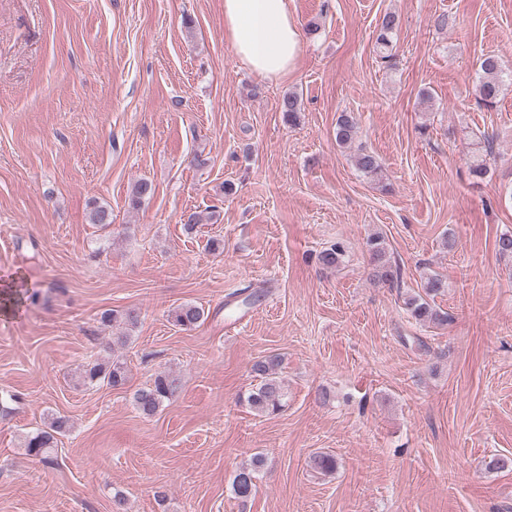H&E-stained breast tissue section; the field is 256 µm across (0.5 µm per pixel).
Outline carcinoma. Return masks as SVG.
<instances>
[{
    "mask_svg": "<svg viewBox=\"0 0 512 512\" xmlns=\"http://www.w3.org/2000/svg\"><path fill=\"white\" fill-rule=\"evenodd\" d=\"M398 27V17L392 13L383 16L376 37L375 52L379 62L387 68L395 65L393 53V34ZM475 94L478 102L487 109H493L499 102L504 86V72L499 58L493 54H486L479 59L476 71ZM281 112L288 121L294 125L302 112L300 98L291 92L283 96ZM357 118L348 112H342L336 119L335 140L341 148H349L358 135ZM469 171L482 178L487 173L486 156L491 154V146L487 137L472 140L466 143ZM356 168L366 177L377 181L382 179V164L379 157L359 148L353 154ZM154 193L153 184L147 180L139 181L132 191L130 205L134 208ZM365 250L373 266V280L380 284H392L402 279L401 267L392 260L385 238L380 233H373L366 238ZM345 249L339 243H334L318 254L319 264L327 269H335L343 264ZM448 282L437 274H428L423 277L419 291L405 294L403 305L408 315L415 322L423 325L443 326L448 324V313L438 308L433 297L444 292ZM173 325L182 330L194 329L204 318L202 308L191 303H185L172 310L170 315ZM104 321L125 326L131 330L138 325L139 315L134 309L112 311L104 314ZM280 364L279 357L268 356L253 362L252 372L259 379V383L250 389L241 401L258 415H273L281 412L285 407L284 386L277 376ZM80 380L84 384L104 381L107 385L118 388L127 382V371L119 358L107 362H93L80 371ZM181 387L180 378L170 372L157 374L152 382L137 390L133 396L135 408L144 416L155 415L171 400ZM71 423L69 418L61 415H52L45 422L44 427L27 436L24 441L26 454L42 460L49 456L56 447L57 437L69 432ZM313 468L321 473H331L336 470V458L328 453L317 454L311 459ZM264 466V457L255 455L249 463L242 466L235 475L232 483L236 498L245 502L250 499L256 490V479Z\"/></svg>",
    "mask_w": 512,
    "mask_h": 512,
    "instance_id": "cac0c4a2",
    "label": "carcinoma"
}]
</instances>
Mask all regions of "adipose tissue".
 <instances>
[{"label":"adipose tissue","mask_w":512,"mask_h":512,"mask_svg":"<svg viewBox=\"0 0 512 512\" xmlns=\"http://www.w3.org/2000/svg\"><path fill=\"white\" fill-rule=\"evenodd\" d=\"M224 37L245 68L268 80L287 77L301 54L289 0H224Z\"/></svg>","instance_id":"obj_1"}]
</instances>
